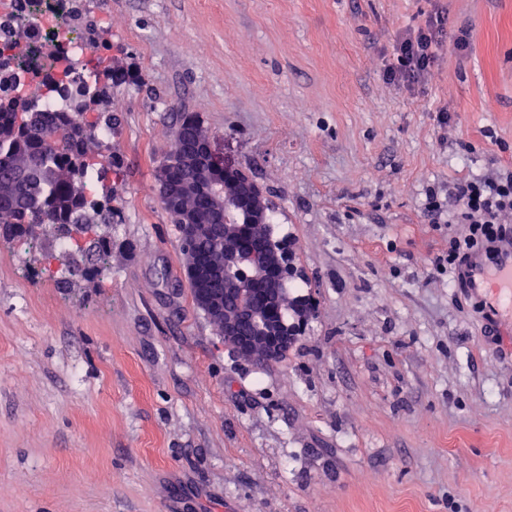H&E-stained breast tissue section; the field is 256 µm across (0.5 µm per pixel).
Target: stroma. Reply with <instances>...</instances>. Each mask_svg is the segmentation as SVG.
<instances>
[{"label":"stroma","mask_w":512,"mask_h":512,"mask_svg":"<svg viewBox=\"0 0 512 512\" xmlns=\"http://www.w3.org/2000/svg\"><path fill=\"white\" fill-rule=\"evenodd\" d=\"M112 267L0 241V512H512V347L428 267L436 193L512 166V0H88ZM448 23L415 93L400 32ZM468 27L457 51L458 27ZM448 123H437L439 108ZM262 188L314 316L254 365L196 307L156 171L181 113Z\"/></svg>","instance_id":"1"}]
</instances>
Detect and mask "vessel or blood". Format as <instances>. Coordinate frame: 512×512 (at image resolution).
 <instances>
[{"mask_svg": "<svg viewBox=\"0 0 512 512\" xmlns=\"http://www.w3.org/2000/svg\"><path fill=\"white\" fill-rule=\"evenodd\" d=\"M460 277L492 318L512 327V242L499 245L494 261L472 256L461 268Z\"/></svg>", "mask_w": 512, "mask_h": 512, "instance_id": "1", "label": "vessel or blood"}]
</instances>
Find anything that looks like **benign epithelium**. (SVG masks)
Instances as JSON below:
<instances>
[{
    "label": "benign epithelium",
    "instance_id": "7a95c632",
    "mask_svg": "<svg viewBox=\"0 0 512 512\" xmlns=\"http://www.w3.org/2000/svg\"><path fill=\"white\" fill-rule=\"evenodd\" d=\"M224 170V189L214 201L211 213L200 218L186 208V202L201 191L207 190L213 174ZM160 200L169 212L180 215L183 236L214 235L224 250V265H196V306L216 324L236 354L256 364L276 359L290 349L296 341L298 330L312 317L313 306L302 298L287 300V291L281 287V277L289 267L290 254L286 248L275 244L247 249L243 238L254 232L263 236L259 225L265 223L269 204L258 188L243 181L237 173L221 165L214 158L210 145H205V159L191 166V174L181 184L168 183L167 170H159ZM232 201L248 212L245 224H229L224 213V203ZM241 264L252 268L254 281L265 285L262 296L241 300L233 313L224 309V297L243 291L242 281L230 276L227 269ZM224 278V295L211 288L212 282ZM282 308L291 309L295 328L279 316Z\"/></svg>",
    "mask_w": 512,
    "mask_h": 512
}]
</instances>
